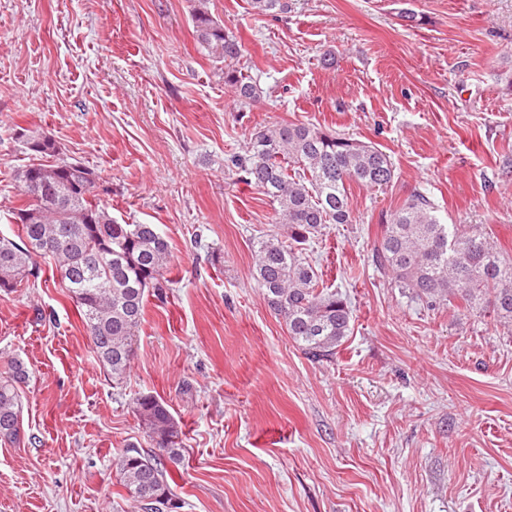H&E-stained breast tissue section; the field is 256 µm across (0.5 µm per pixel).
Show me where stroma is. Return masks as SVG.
I'll list each match as a JSON object with an SVG mask.
<instances>
[{
  "instance_id": "35a3bbf8",
  "label": "stroma",
  "mask_w": 512,
  "mask_h": 512,
  "mask_svg": "<svg viewBox=\"0 0 512 512\" xmlns=\"http://www.w3.org/2000/svg\"><path fill=\"white\" fill-rule=\"evenodd\" d=\"M196 4L0 0V236L37 131L173 255L118 385L51 269L0 296V371H30L24 436L0 444V512H142L114 462L151 447L143 394L182 431L178 512H512V326L412 299L372 261L417 191L512 255V0H288L274 16L207 0L242 44L251 104L198 44ZM307 122L394 166L385 188L352 186L351 223L308 248L353 309L319 363L256 284L253 241L276 213L235 163L256 131Z\"/></svg>"
}]
</instances>
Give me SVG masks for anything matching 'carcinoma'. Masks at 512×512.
<instances>
[{
    "label": "carcinoma",
    "mask_w": 512,
    "mask_h": 512,
    "mask_svg": "<svg viewBox=\"0 0 512 512\" xmlns=\"http://www.w3.org/2000/svg\"><path fill=\"white\" fill-rule=\"evenodd\" d=\"M255 14L288 10V0H251ZM200 45L224 61V84L252 103L259 89L234 65L237 37L209 14L204 0L192 11ZM26 148L45 162L17 170L27 203L14 210L16 238L0 237V292L6 295L40 277L39 259L53 261L93 343L112 377L123 382L134 355L150 292L167 287L172 254L153 224L120 223L101 194L99 174L59 157L40 133ZM245 181L275 206L284 233H266L254 245L255 280L268 308L314 361L336 356L351 330L353 312L338 291L320 286L303 255L305 245L329 224L351 223L350 184L380 188L394 176L390 157L373 145L336 135L312 123H289L257 132L236 160ZM372 260L397 287L429 303L458 301L467 312L491 313L512 323V257L472 224H442L430 200L413 193L390 214ZM28 370L13 359L0 373V442L19 440L21 387ZM136 412L152 449L130 445L118 458L121 485L145 512H170L167 463L182 461L181 429L161 398L141 395Z\"/></svg>",
    "instance_id": "carcinoma-1"
}]
</instances>
